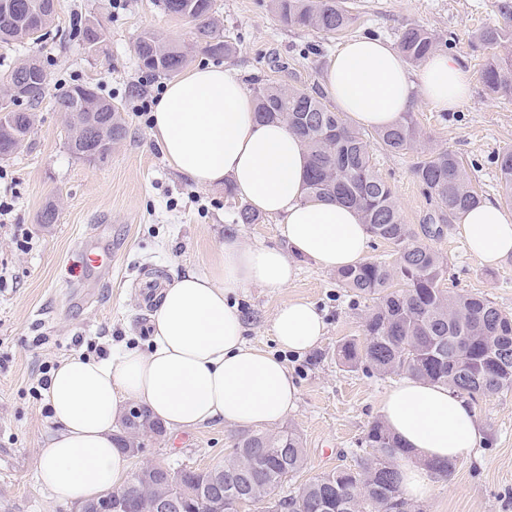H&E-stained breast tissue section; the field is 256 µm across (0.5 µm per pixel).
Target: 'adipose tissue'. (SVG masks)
<instances>
[{
    "mask_svg": "<svg viewBox=\"0 0 512 512\" xmlns=\"http://www.w3.org/2000/svg\"><path fill=\"white\" fill-rule=\"evenodd\" d=\"M473 82L445 54L411 75L399 50L360 37L331 56L324 90L341 112L377 130L399 122L418 95L435 111L456 110ZM152 134L168 166L189 184L231 183L257 211L279 217L287 244L225 238L208 271L186 272L164 288L146 349L59 362L46 391L55 430L39 450L38 475L60 501L92 499L130 478L128 458L114 441L129 403L147 407L172 432L213 421L271 426L287 417L299 400L296 378L285 362L246 340L235 297L252 286L287 287L299 261L338 271L367 251L368 232L355 210L306 199V149L287 124L256 120L234 70L194 65L168 82L152 112ZM458 223L482 264L512 257V216L498 203L484 201ZM271 333L279 347L301 355L321 342L325 323L314 304L291 300L275 311ZM380 412L411 450L398 464L409 499L427 496L428 461L466 458L482 438L473 407L442 384L403 378L386 392Z\"/></svg>",
    "mask_w": 512,
    "mask_h": 512,
    "instance_id": "ef3b65f1",
    "label": "adipose tissue"
}]
</instances>
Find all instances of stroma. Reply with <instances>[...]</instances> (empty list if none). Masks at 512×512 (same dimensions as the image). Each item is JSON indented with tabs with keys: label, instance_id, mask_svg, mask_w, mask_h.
<instances>
[{
	"label": "stroma",
	"instance_id": "obj_1",
	"mask_svg": "<svg viewBox=\"0 0 512 512\" xmlns=\"http://www.w3.org/2000/svg\"><path fill=\"white\" fill-rule=\"evenodd\" d=\"M62 0L51 36L22 47H0V73L34 55L47 72L46 96L35 108L26 149L0 159V512H72L37 480V454L53 421L43 399L34 398L44 366L65 357H99L124 346L144 347L152 311L142 305L140 283L153 277L171 283L190 270L209 268L226 236L285 246L281 221H236L242 199L223 189L199 190L166 164L151 133L143 103H156L168 79L140 69L134 42L154 29L170 39L193 43L189 21L170 17L156 0ZM356 20L346 36L281 24L269 0H214L215 16L235 51L221 58L245 90L255 82L301 87L322 93L331 56L361 36L399 41L409 26L449 40V55L476 74L470 99L452 112H437L417 101L411 113L429 145L449 147L463 161L484 199L501 201L496 158L512 148V99L495 97L478 76L488 55L476 35L501 24L504 0H346ZM94 20L105 40L86 49L77 23ZM100 86L122 110L128 133L100 162L76 159L66 148L67 131L54 99L69 86ZM379 173L392 187L403 223L419 230L432 206L411 173L413 155L374 150ZM57 220L41 224L47 204ZM98 247L112 253V271L101 286L82 265L80 247L88 231ZM429 244L448 259L444 288L472 291L512 313V260L486 266L468 254L455 224ZM303 299L322 314L326 331L308 353L280 352L270 325L283 303ZM251 343L281 353L297 379L296 409L283 421L300 435L306 459L285 478L279 492L298 490L310 480L369 456L366 433L379 420V405L395 376L343 365L337 349L364 336L371 297L341 288L335 272L304 261L295 281L271 290L252 287L237 298ZM483 441L457 461L449 476L431 475L430 492L414 502L415 512H512V390L475 403ZM240 431L214 421L190 431L144 437L130 457L131 470L150 465L205 469L223 462Z\"/></svg>",
	"mask_w": 512,
	"mask_h": 512
}]
</instances>
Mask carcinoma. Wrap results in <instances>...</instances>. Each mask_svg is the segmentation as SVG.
Wrapping results in <instances>:
<instances>
[{
	"label": "carcinoma",
	"instance_id": "1",
	"mask_svg": "<svg viewBox=\"0 0 512 512\" xmlns=\"http://www.w3.org/2000/svg\"><path fill=\"white\" fill-rule=\"evenodd\" d=\"M279 20L291 27L324 34L347 31L354 18L344 0H272ZM170 16L194 23L196 45L214 57H226L233 47L224 40L213 17V0H159ZM501 26L487 27L478 40L493 50L482 68L486 90L497 97L512 98V55L495 49L512 43V10L505 9ZM23 9H0V46H23L31 41L23 28ZM91 21L79 27V36L89 48L101 43L105 29L88 33ZM448 42L427 30L411 26L399 40V50L410 63H419L438 53ZM134 52L140 68L153 75L174 76L189 61L185 46L167 49V41L155 30L137 38ZM33 71L13 66L0 74V92L15 89L24 95L27 108L11 114L20 129L29 128V109L41 103L46 88V70L35 60ZM83 101L87 111L99 113L112 128V143L103 148L106 159L112 147L126 136V125L112 98L101 88L76 85L56 98L57 111L72 129L74 104ZM256 115L261 122L283 121L301 140L308 153L305 194L309 200H330L357 211L370 236L395 246L385 258L365 260L336 273V281L359 295L376 299L367 315L364 339L348 340L338 350L342 364L364 365L381 376H411L451 387L475 402L512 389V314L483 296L451 293L442 287L448 260L425 239L442 233L447 218H456L482 202L467 169L450 148H426L412 114L397 124L374 131L353 128L342 112L330 110L322 98L303 88L264 85L255 92ZM391 154H414L412 173L434 204L428 223L414 232L401 220L391 186L372 163L370 141ZM504 201L512 204V151L496 159ZM159 435L151 416L132 422L123 419L122 448L140 444L147 435ZM367 442L370 456L355 469H338L305 484L298 491L276 497L283 479L304 465L300 436L292 429L245 433L238 437L233 453L224 459V479L209 485L211 493L229 498L233 483H245L253 501L265 512H411L401 496L395 462L408 449L384 425H371ZM145 482L130 497V512H140L154 492V467L142 469Z\"/></svg>",
	"mask_w": 512,
	"mask_h": 512
}]
</instances>
